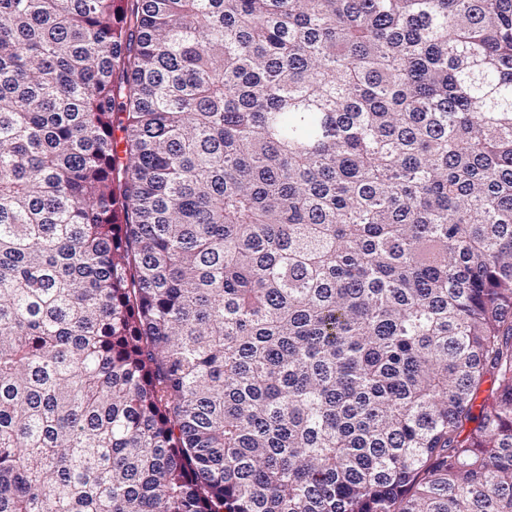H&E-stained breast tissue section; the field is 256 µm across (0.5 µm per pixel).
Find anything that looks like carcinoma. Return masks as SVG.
<instances>
[{
    "instance_id": "carcinoma-1",
    "label": "carcinoma",
    "mask_w": 512,
    "mask_h": 512,
    "mask_svg": "<svg viewBox=\"0 0 512 512\" xmlns=\"http://www.w3.org/2000/svg\"><path fill=\"white\" fill-rule=\"evenodd\" d=\"M0 512H512V0H0Z\"/></svg>"
}]
</instances>
